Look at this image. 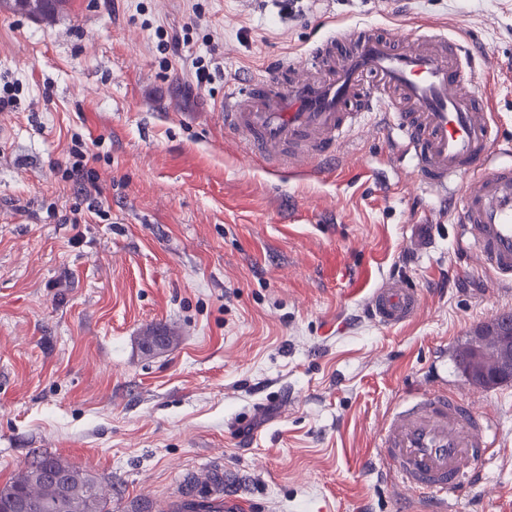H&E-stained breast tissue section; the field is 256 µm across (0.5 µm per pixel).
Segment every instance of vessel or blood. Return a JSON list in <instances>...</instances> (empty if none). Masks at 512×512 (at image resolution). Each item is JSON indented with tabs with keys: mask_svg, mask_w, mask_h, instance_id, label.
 Here are the masks:
<instances>
[{
	"mask_svg": "<svg viewBox=\"0 0 512 512\" xmlns=\"http://www.w3.org/2000/svg\"><path fill=\"white\" fill-rule=\"evenodd\" d=\"M287 84L249 82L224 97V127L268 168L324 167L374 111L393 151L410 159L423 188L447 202L473 259L512 276V145L492 123L494 110L481 70L465 46L439 34H413L404 44L366 28L317 43L307 66L281 62ZM435 244L430 219L412 225L407 247ZM420 289L385 276L365 304L372 322L396 327L415 318ZM491 417L432 388L392 409L379 431L395 489L421 512H448L462 488L479 484L478 459L491 451Z\"/></svg>",
	"mask_w": 512,
	"mask_h": 512,
	"instance_id": "b4317fda",
	"label": "vessel or blood"
}]
</instances>
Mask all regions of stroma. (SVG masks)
I'll return each instance as SVG.
<instances>
[{"label":"stroma","instance_id":"stroma-1","mask_svg":"<svg viewBox=\"0 0 512 512\" xmlns=\"http://www.w3.org/2000/svg\"><path fill=\"white\" fill-rule=\"evenodd\" d=\"M350 27L474 44L512 140V0L0 10V85L19 100L0 112V485L47 451L105 482L111 512H168L217 467L240 480L233 512H408L377 431L438 382L492 416L483 480L453 512H512V381L477 388L455 364L512 286L471 260L381 116L321 175L269 170L224 128L226 90ZM163 31L185 39L167 60ZM75 137L99 155V215L65 174ZM428 212L437 246L408 257ZM391 271L423 305L387 328L362 307ZM159 327L170 346L146 352Z\"/></svg>","mask_w":512,"mask_h":512}]
</instances>
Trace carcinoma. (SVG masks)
Instances as JSON below:
<instances>
[{
	"label": "carcinoma",
	"mask_w": 512,
	"mask_h": 512,
	"mask_svg": "<svg viewBox=\"0 0 512 512\" xmlns=\"http://www.w3.org/2000/svg\"><path fill=\"white\" fill-rule=\"evenodd\" d=\"M66 0H0V9H7L36 20H45L62 8ZM48 469L66 474L65 489L40 480L34 467H29L10 482L0 487V508L12 495L26 499L29 512H107V497L102 483L89 472L77 468L61 458L47 454L40 459Z\"/></svg>",
	"instance_id": "1"
}]
</instances>
